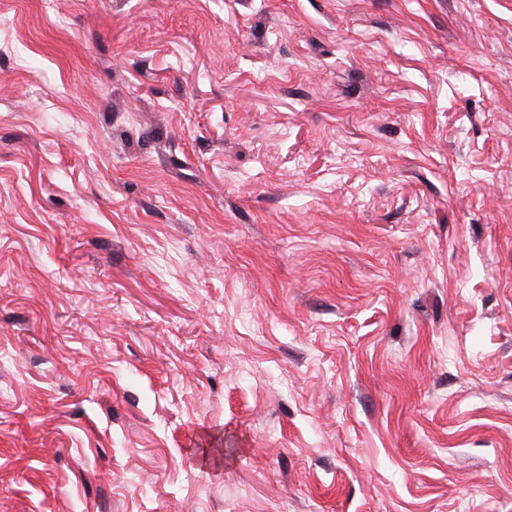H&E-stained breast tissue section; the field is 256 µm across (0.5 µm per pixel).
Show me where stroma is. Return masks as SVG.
Instances as JSON below:
<instances>
[{
	"label": "stroma",
	"instance_id": "35a3bbf8",
	"mask_svg": "<svg viewBox=\"0 0 512 512\" xmlns=\"http://www.w3.org/2000/svg\"><path fill=\"white\" fill-rule=\"evenodd\" d=\"M0 17V512H512V0Z\"/></svg>",
	"mask_w": 512,
	"mask_h": 512
}]
</instances>
